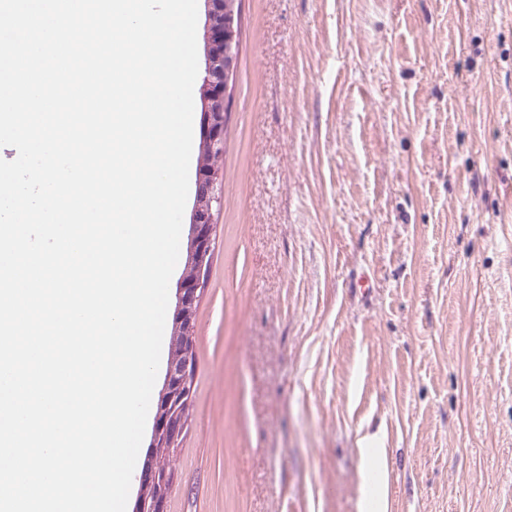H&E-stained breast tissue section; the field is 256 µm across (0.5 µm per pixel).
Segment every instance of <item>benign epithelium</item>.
<instances>
[{
  "instance_id": "7a95c632",
  "label": "benign epithelium",
  "mask_w": 512,
  "mask_h": 512,
  "mask_svg": "<svg viewBox=\"0 0 512 512\" xmlns=\"http://www.w3.org/2000/svg\"><path fill=\"white\" fill-rule=\"evenodd\" d=\"M209 4L205 30V69L202 99L205 123L201 137V159L197 167V188L193 206L189 237V265L199 270L210 257L213 243V204L220 201L218 177L212 165L214 158L224 152V108L229 98V82L233 76L234 49L239 41L238 0H207ZM203 276H182L176 293L174 317L177 328L191 330L195 326V305L207 288ZM194 370L188 359H168L164 381L159 392L158 410L155 412L151 447H156L159 436L165 434L175 440L181 434V425L167 413L176 390L186 395L193 392ZM171 466L162 468L147 465L138 477V491L134 512H168L166 493L146 494L152 485L165 484Z\"/></svg>"
}]
</instances>
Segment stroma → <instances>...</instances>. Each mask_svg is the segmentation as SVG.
Returning <instances> with one entry per match:
<instances>
[{"mask_svg": "<svg viewBox=\"0 0 512 512\" xmlns=\"http://www.w3.org/2000/svg\"><path fill=\"white\" fill-rule=\"evenodd\" d=\"M169 512H512V7L241 0Z\"/></svg>", "mask_w": 512, "mask_h": 512, "instance_id": "obj_1", "label": "stroma"}]
</instances>
